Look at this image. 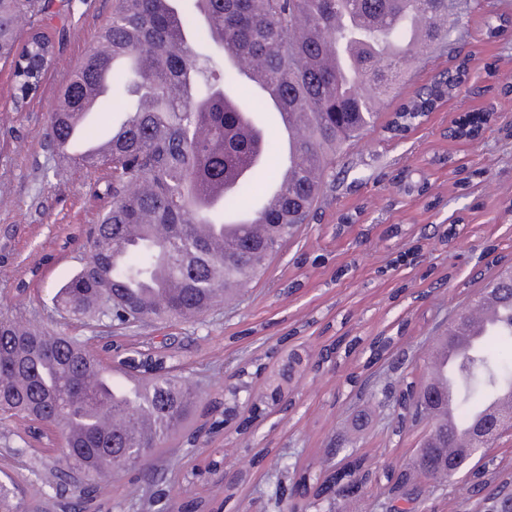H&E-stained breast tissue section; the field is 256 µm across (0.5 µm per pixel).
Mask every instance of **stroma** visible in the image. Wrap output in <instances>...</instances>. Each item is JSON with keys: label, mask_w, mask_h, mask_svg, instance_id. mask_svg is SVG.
<instances>
[{"label": "stroma", "mask_w": 512, "mask_h": 512, "mask_svg": "<svg viewBox=\"0 0 512 512\" xmlns=\"http://www.w3.org/2000/svg\"><path fill=\"white\" fill-rule=\"evenodd\" d=\"M471 2L457 20L468 35L464 52L471 66L484 73L512 71V41L487 37L484 28L487 11L512 13V0ZM111 13L112 0H70L51 23L65 35L57 64L23 108L13 104L10 68L0 67V131L16 130L8 146L12 164L0 170V310L49 302L81 266V251H60L61 240L73 227L91 223L105 205L92 195L95 175L47 153L41 141L64 75ZM455 65L450 56L424 50L381 107L374 128L337 154L335 179L315 219L240 297L200 323L127 332L126 343L135 347L171 338L181 348L185 370L221 365L197 425L212 422L209 403L223 400L236 362L267 367L273 351L300 344L316 356L340 336H395L399 348L414 356V371L422 372L434 343L448 332L449 317L470 305L483 279L497 271L477 264L480 251L488 247L512 258V95L491 79L483 95L461 89L405 135L386 130L400 104ZM489 104L497 118L477 138H443L445 128ZM346 219L350 228L336 233ZM35 265L39 276L25 294H16L12 281ZM353 368L348 362L309 371L294 383V409L241 413L246 433L219 432L195 448L163 449L157 464L172 494L221 502L222 512H266L277 468H307L321 478L335 465L328 449L342 437L353 440L355 454L374 466L409 463L423 428L388 434L380 410L347 383ZM214 456L225 470L244 472L233 497L207 472ZM57 467L54 453L19 452L0 438V473L21 474L30 502L47 501L46 475Z\"/></svg>", "instance_id": "1"}]
</instances>
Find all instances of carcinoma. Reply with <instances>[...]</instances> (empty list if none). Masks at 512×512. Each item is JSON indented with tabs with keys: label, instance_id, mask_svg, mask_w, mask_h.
<instances>
[{
	"label": "carcinoma",
	"instance_id": "1",
	"mask_svg": "<svg viewBox=\"0 0 512 512\" xmlns=\"http://www.w3.org/2000/svg\"><path fill=\"white\" fill-rule=\"evenodd\" d=\"M176 0H113L112 16L68 73L50 108L45 148L57 151L72 115L95 94L98 71L110 57H129L135 68L112 67V89L128 98L103 96L94 108L122 114L112 128V146L103 155L72 164L107 174L98 179V195L109 199L96 224L69 233L62 249H83L79 271L56 292L52 304L65 320L88 327L127 329L152 322H196L220 308L216 297L230 280L248 284L261 277L268 260L313 217L323 187L331 177L336 153L373 127L376 105L419 58L411 46L419 34L423 48L449 55L464 41H450L455 17L468 11L469 0H190L193 11ZM56 0H0V62L14 69L15 105L39 87L42 71L55 59V42L40 27ZM512 24L506 12L490 10L485 35L496 36ZM235 58L256 60L267 87L240 99L243 80ZM464 73L448 71L445 84L428 98L402 104L388 124L395 136L421 121L430 104L452 95ZM267 112L294 116L303 129L295 154L288 159L294 183L280 204L261 214L265 233L239 224L229 240L215 243L196 231L199 224L224 234L227 219L244 211L246 198L259 200L282 174L279 139L260 122ZM257 120L255 134L242 132L243 118ZM262 164L242 174L254 156ZM224 197L215 208L204 200L216 184ZM131 224L146 228L132 239ZM168 271L169 283L156 278ZM480 291L503 303L504 311L479 341L472 343L467 317L455 325L446 342L455 348L458 393L455 425L470 428L478 408L504 387L512 389V276L492 275ZM250 362L237 364L238 383L212 404L219 412L210 428H224L239 394H249ZM127 373L146 381L143 392L88 384L89 370ZM433 360L420 380L378 379V404L387 411L392 432L424 424L427 415L413 401L422 391L435 394V416L442 427L444 392L433 383ZM206 396L177 364L175 347L139 349L102 337L100 351L88 339L61 330L51 335L24 313L0 311V429L18 448H33L45 438L65 470L57 484L60 512H74L91 494L103 506L112 498L114 475L141 468L143 486L133 506L138 512H168L171 490L154 468L156 454L173 444L197 442L193 427ZM154 430L137 429L144 411ZM115 418L119 426L101 429ZM115 454V470H102L98 459ZM433 469L455 468L465 476L463 491L479 497L487 512L501 508L512 490V466L487 460L470 466V454H450L443 442L425 448ZM424 460L400 468H374L353 462L354 483L372 493L386 481L388 495L378 503L396 512L395 496L423 508L429 484ZM302 492H288L277 479L278 512H311L314 487L310 472L294 478ZM0 512H28L24 491L10 475L0 478Z\"/></svg>",
	"mask_w": 512,
	"mask_h": 512
}]
</instances>
